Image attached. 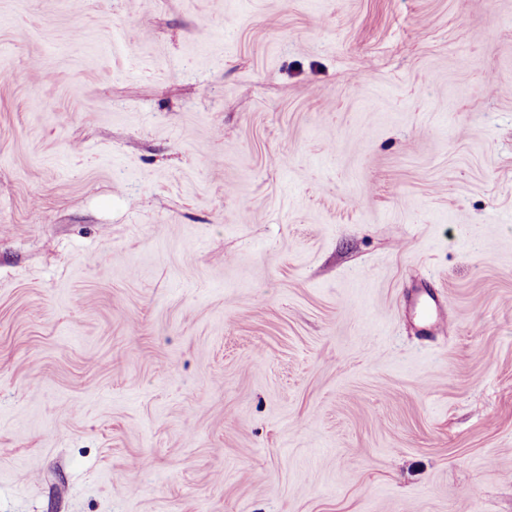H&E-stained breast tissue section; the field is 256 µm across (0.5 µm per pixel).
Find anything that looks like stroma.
<instances>
[{
  "label": "stroma",
  "instance_id": "obj_1",
  "mask_svg": "<svg viewBox=\"0 0 512 512\" xmlns=\"http://www.w3.org/2000/svg\"><path fill=\"white\" fill-rule=\"evenodd\" d=\"M0 512H512V0H0ZM413 306L419 307L420 323L432 326L437 318L438 301L434 298L431 290L424 288L414 294L410 302Z\"/></svg>",
  "mask_w": 512,
  "mask_h": 512
}]
</instances>
